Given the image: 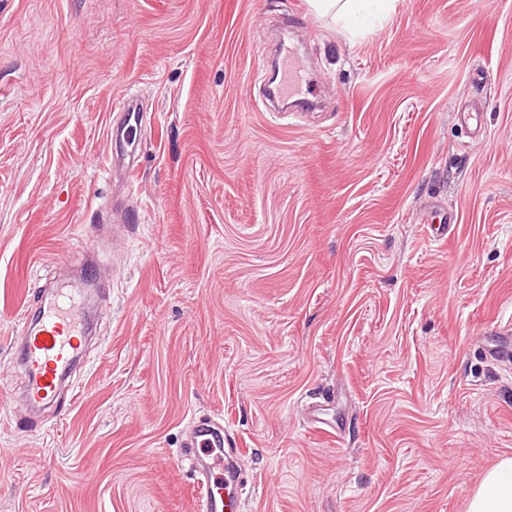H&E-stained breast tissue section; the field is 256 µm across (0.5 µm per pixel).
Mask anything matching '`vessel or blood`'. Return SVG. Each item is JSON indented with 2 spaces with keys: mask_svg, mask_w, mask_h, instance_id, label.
Wrapping results in <instances>:
<instances>
[{
  "mask_svg": "<svg viewBox=\"0 0 512 512\" xmlns=\"http://www.w3.org/2000/svg\"><path fill=\"white\" fill-rule=\"evenodd\" d=\"M141 125V109L136 98H128L118 125L112 127V161L124 178L137 168L136 154L129 148V134ZM85 295L80 291H57L39 307L37 319L28 327L21 343L25 370L24 404L27 408L56 405L64 373L81 353V339L88 333L84 312ZM185 446L198 472L197 512H243L239 497L226 496V489L240 485L231 452L224 448V431L213 420L195 421Z\"/></svg>",
  "mask_w": 512,
  "mask_h": 512,
  "instance_id": "obj_1",
  "label": "vessel or blood"
}]
</instances>
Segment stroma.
<instances>
[{"mask_svg": "<svg viewBox=\"0 0 512 512\" xmlns=\"http://www.w3.org/2000/svg\"><path fill=\"white\" fill-rule=\"evenodd\" d=\"M278 26L317 110L263 96ZM85 259L96 334L32 427L25 315ZM510 322L512 0L349 34L307 0H0V512H195L203 415L245 450V512H467L512 457ZM121 119L118 125H114L110 131V140L113 141L112 164L118 168L119 172L126 181H128L137 168L136 154L133 150H128L131 145L129 142V133L141 126V109L138 100L129 97L121 109Z\"/></svg>", "mask_w": 512, "mask_h": 512, "instance_id": "1", "label": "stroma"}]
</instances>
